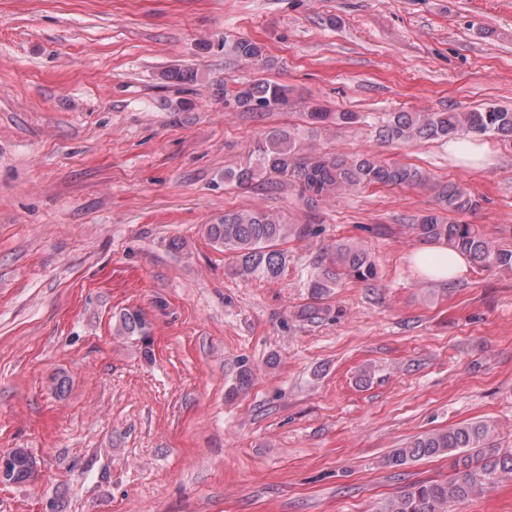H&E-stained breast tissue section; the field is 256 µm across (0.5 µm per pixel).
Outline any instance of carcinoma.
Masks as SVG:
<instances>
[{
    "label": "carcinoma",
    "mask_w": 512,
    "mask_h": 512,
    "mask_svg": "<svg viewBox=\"0 0 512 512\" xmlns=\"http://www.w3.org/2000/svg\"><path fill=\"white\" fill-rule=\"evenodd\" d=\"M228 51L245 61L257 63L263 59L262 48L248 39L235 41ZM224 102L237 104L242 112L280 111L288 107V87L255 80L239 86ZM307 118L313 130L319 132L365 123L369 115L315 108ZM375 133L378 139L391 143L446 140L462 134L512 140V111L487 107L453 112H390L375 127ZM259 179L270 190L288 184L309 206L369 187H418L429 181L417 167L386 162L369 153L307 156L297 133L279 127L270 129L257 142L245 162L224 171V181L229 183L246 185ZM434 190L436 208L405 225L407 231L422 240L443 241L486 270L512 271L511 249L496 246L473 225L451 219L454 214L475 210L479 200L456 182L437 183ZM205 233L214 246L233 257L232 271L236 276L275 279L287 263L279 243L293 236L316 237L321 228L315 224H286L279 215L264 209H241L225 211L205 225ZM344 277L366 284L377 279V265L364 245L336 241L329 263L315 266L307 277L306 302L300 305L296 317L312 323L333 318L330 299ZM113 329L120 336L140 338L146 324L139 311L124 309L116 317ZM495 432L494 424L481 420L428 431L409 445L391 450L383 459L386 467L400 469L423 458L446 457L451 461L453 476L445 481L417 482L409 491L380 502L375 512H450L456 503L497 483L511 482L512 454L496 447Z\"/></svg>",
    "instance_id": "cac0c4a2"
}]
</instances>
